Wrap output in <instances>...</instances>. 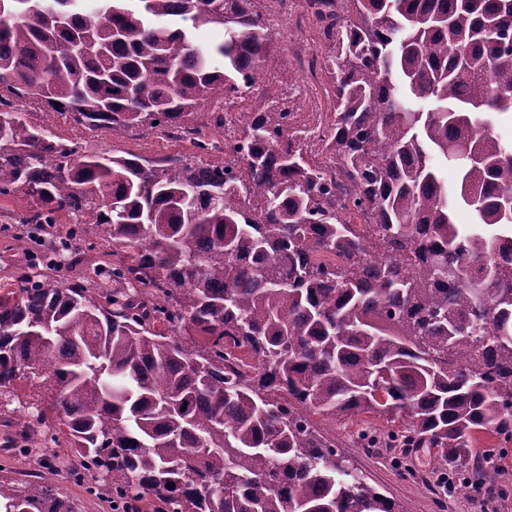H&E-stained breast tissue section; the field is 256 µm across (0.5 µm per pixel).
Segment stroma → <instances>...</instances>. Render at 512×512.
Here are the masks:
<instances>
[{
    "label": "stroma",
    "mask_w": 512,
    "mask_h": 512,
    "mask_svg": "<svg viewBox=\"0 0 512 512\" xmlns=\"http://www.w3.org/2000/svg\"><path fill=\"white\" fill-rule=\"evenodd\" d=\"M268 32L283 58L275 71L276 99L244 95L240 107L246 112L270 111L273 101L287 102L301 110H333V87L322 62L328 43L313 22L305 0H258ZM59 136L107 154H136L148 159L193 153L190 143L169 136L166 130L129 128L89 131L61 119ZM30 200L23 195L0 196V283H16L21 273L50 271L59 282L70 284L93 278L95 269L104 267L111 244H95L80 255H61L55 250L59 238L67 236L72 219L59 214L53 224H23ZM353 425L336 427L338 453L350 468L356 469L384 495L403 506L405 512H512V445L498 455L502 472L498 482L476 490L460 484L450 494L437 483L434 464L420 465L406 457L403 448H361L353 440ZM12 430L0 427V464H8L9 478L23 484L27 471L39 472L58 496L72 503L76 512H112L106 496L91 497L81 483L70 479L56 465L57 449L46 448L31 455L24 448L11 447Z\"/></svg>",
    "instance_id": "obj_1"
}]
</instances>
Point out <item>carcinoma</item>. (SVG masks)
Masks as SVG:
<instances>
[{"mask_svg": "<svg viewBox=\"0 0 512 512\" xmlns=\"http://www.w3.org/2000/svg\"><path fill=\"white\" fill-rule=\"evenodd\" d=\"M341 5L323 27L322 140L346 177L332 182L277 105L240 115L235 172L90 154L16 107L213 149L199 108L282 61L255 0H0V195L33 201L27 224L65 211L68 240L124 250L120 294L48 273L0 285V395L50 381L25 427L56 420L88 494L155 512H403L322 429L355 417L497 481L474 442L512 439V142L495 129L512 115V0ZM202 26L222 41L195 43ZM451 196L476 223L454 222ZM0 512L74 509L33 475L21 490L0 477Z\"/></svg>", "mask_w": 512, "mask_h": 512, "instance_id": "cac0c4a2", "label": "carcinoma"}]
</instances>
